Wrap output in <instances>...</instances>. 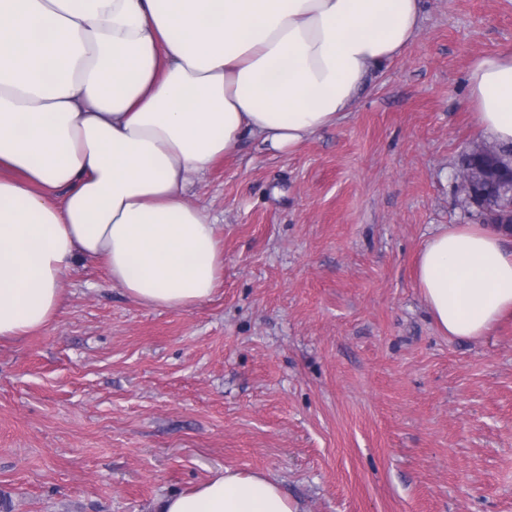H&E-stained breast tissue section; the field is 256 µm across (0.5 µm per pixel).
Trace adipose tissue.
<instances>
[{
  "label": "adipose tissue",
  "mask_w": 512,
  "mask_h": 512,
  "mask_svg": "<svg viewBox=\"0 0 512 512\" xmlns=\"http://www.w3.org/2000/svg\"><path fill=\"white\" fill-rule=\"evenodd\" d=\"M423 0H0V341L45 329L76 260L134 302L190 311L224 279L216 218L188 188L245 139L292 152L400 57ZM475 126L512 144V53L473 62ZM439 330L478 338L512 314V249L443 224L415 258ZM159 512H301L224 468Z\"/></svg>",
  "instance_id": "ef3b65f1"
}]
</instances>
